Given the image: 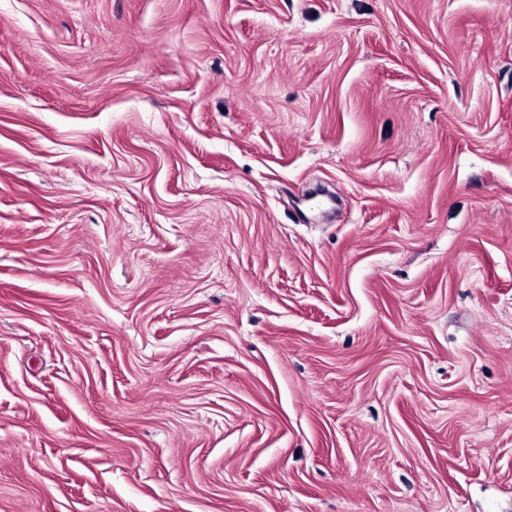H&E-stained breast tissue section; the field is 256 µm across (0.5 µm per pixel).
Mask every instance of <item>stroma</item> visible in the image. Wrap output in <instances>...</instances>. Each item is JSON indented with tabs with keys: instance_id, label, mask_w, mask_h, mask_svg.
Returning <instances> with one entry per match:
<instances>
[{
	"instance_id": "obj_1",
	"label": "stroma",
	"mask_w": 512,
	"mask_h": 512,
	"mask_svg": "<svg viewBox=\"0 0 512 512\" xmlns=\"http://www.w3.org/2000/svg\"><path fill=\"white\" fill-rule=\"evenodd\" d=\"M0 512H512V0H0Z\"/></svg>"
}]
</instances>
